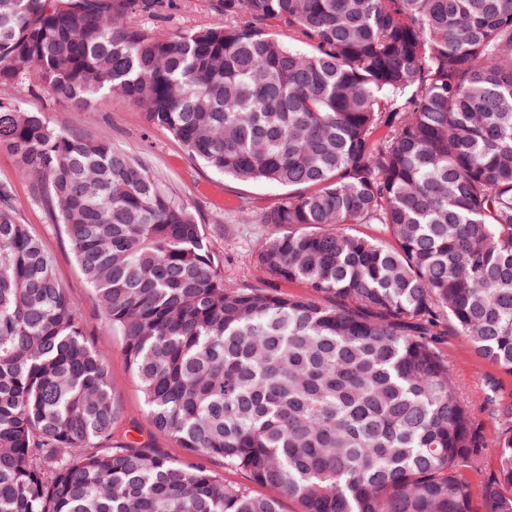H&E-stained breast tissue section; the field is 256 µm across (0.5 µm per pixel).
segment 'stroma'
<instances>
[{
  "label": "stroma",
  "instance_id": "obj_1",
  "mask_svg": "<svg viewBox=\"0 0 512 512\" xmlns=\"http://www.w3.org/2000/svg\"><path fill=\"white\" fill-rule=\"evenodd\" d=\"M223 21L217 0H182L180 7H166L147 17L145 25L154 34L171 37ZM4 94L17 98L29 110L45 113L55 126L85 132L141 158L157 179L196 207L215 251L224 258L225 283L304 294L303 285L272 277L258 266L257 252L271 230L250 223L245 214L246 208L280 201L287 196V189L212 172L166 130L148 127L144 112L126 101L115 99L103 108L75 112L41 90L0 87V96ZM0 182L11 185L14 204L23 222L52 256L55 275L76 302L84 320L88 344L110 353L112 395L124 410L112 431L113 445L139 440L158 454L184 459V449L167 433L154 427L125 358L122 339L108 327L61 225L55 224L47 209L35 199L30 181L20 173L13 155L3 148H0ZM441 349L454 381L478 420L489 434H496L499 418L493 414L492 406L512 404V376L477 356L464 337L445 336Z\"/></svg>",
  "mask_w": 512,
  "mask_h": 512
}]
</instances>
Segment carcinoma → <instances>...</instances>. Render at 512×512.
Segmentation results:
<instances>
[{"mask_svg":"<svg viewBox=\"0 0 512 512\" xmlns=\"http://www.w3.org/2000/svg\"><path fill=\"white\" fill-rule=\"evenodd\" d=\"M163 2L0 0V86L76 112L119 92L211 170L288 189L249 213L275 228L256 260L309 293L225 284L144 162L0 96V147L194 458L103 447L108 354L0 183V512H512V407L476 486L488 436L438 347L451 328L512 375V0H220L224 24L160 38Z\"/></svg>","mask_w":512,"mask_h":512,"instance_id":"1","label":"carcinoma"}]
</instances>
